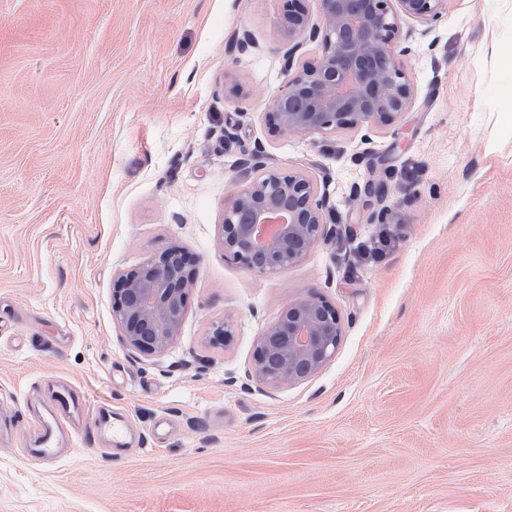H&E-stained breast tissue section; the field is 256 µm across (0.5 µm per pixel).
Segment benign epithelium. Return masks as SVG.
<instances>
[{
	"mask_svg": "<svg viewBox=\"0 0 512 512\" xmlns=\"http://www.w3.org/2000/svg\"><path fill=\"white\" fill-rule=\"evenodd\" d=\"M288 0L283 53L286 80L262 120L271 137L320 135L362 128L365 140L410 111L414 89L400 56L410 51L401 20L427 26L448 13L453 0H318L320 22ZM316 56L300 60L306 42ZM263 143L249 162L257 175L224 209V255L262 275L281 274L308 251L336 238L327 223L330 199L297 170L267 166ZM190 259L164 249L118 277L112 316L123 342L145 355L164 353L183 324L191 286ZM233 324H212L211 341L229 345ZM342 337L338 309L316 288L288 302L255 340L248 377L278 390L317 373L335 356Z\"/></svg>",
	"mask_w": 512,
	"mask_h": 512,
	"instance_id": "obj_1",
	"label": "benign epithelium"
}]
</instances>
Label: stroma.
Instances as JSON below:
<instances>
[{
    "label": "stroma",
    "instance_id": "35a3bbf8",
    "mask_svg": "<svg viewBox=\"0 0 512 512\" xmlns=\"http://www.w3.org/2000/svg\"><path fill=\"white\" fill-rule=\"evenodd\" d=\"M284 10L0 0V512H512V0L404 21L416 102L369 142L267 135ZM259 142L336 217L335 242L274 276L221 245ZM383 232L395 248L359 261ZM171 246L194 280L148 357L112 320L115 277ZM312 287L342 317L335 357L258 389L256 337ZM225 318L233 341L212 344ZM60 390L85 415L47 459ZM101 408L123 446L91 433Z\"/></svg>",
    "mask_w": 512,
    "mask_h": 512
}]
</instances>
